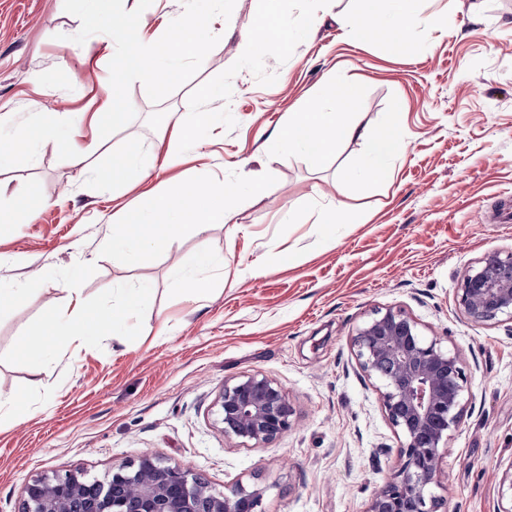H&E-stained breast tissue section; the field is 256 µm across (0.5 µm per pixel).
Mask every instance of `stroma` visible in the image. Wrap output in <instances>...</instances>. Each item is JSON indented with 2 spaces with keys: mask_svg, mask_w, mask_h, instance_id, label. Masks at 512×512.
I'll return each instance as SVG.
<instances>
[{
  "mask_svg": "<svg viewBox=\"0 0 512 512\" xmlns=\"http://www.w3.org/2000/svg\"><path fill=\"white\" fill-rule=\"evenodd\" d=\"M361 0H284L312 31L287 50L248 55L242 38L263 0H235L196 75L160 103L134 82V119L109 137L94 115L109 61L94 39L73 42L80 20L63 0H0V127L34 111L79 116L97 179L55 141L0 164V208L25 204L26 224L0 223V282L18 288L0 317V512H22L33 480L79 469L99 480L149 457L205 477L212 489L264 490L265 512H365L400 465V439L374 380L352 349L372 313L400 307L425 336L458 353L471 385L442 461L439 512H507L512 474V323L473 326L457 302L471 265L512 249V0H421L431 30H411L396 52L348 35L335 18ZM357 88L354 120L374 135L396 124L405 146L389 182L358 189L363 156L348 141L321 161L276 149L289 112L313 102L326 73ZM224 84V112L179 164L112 194V154L129 134L156 141L180 113L205 111L201 86ZM262 178L228 224L175 237L140 265L102 243L122 209L172 178L209 185ZM360 224L301 223L331 203ZM224 260L205 290L179 289L175 270L196 251ZM81 264L85 276L70 280ZM149 284L130 336L85 346L56 341L40 375L18 353L55 308L83 301L106 311L116 288ZM275 379L292 428L245 447L225 437L216 406L225 381Z\"/></svg>",
  "mask_w": 512,
  "mask_h": 512,
  "instance_id": "35a3bbf8",
  "label": "stroma"
}]
</instances>
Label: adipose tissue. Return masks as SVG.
Segmentation results:
<instances>
[{
    "label": "adipose tissue",
    "mask_w": 512,
    "mask_h": 512,
    "mask_svg": "<svg viewBox=\"0 0 512 512\" xmlns=\"http://www.w3.org/2000/svg\"><path fill=\"white\" fill-rule=\"evenodd\" d=\"M419 0H363L362 8L343 19L355 39L368 41L386 39L395 50H402L411 28L429 29L434 18L422 15ZM310 19H287L282 0H264V8L245 41L255 57H263L268 44L288 47L313 27ZM199 97L208 104L205 112H184L176 126L161 133L152 147H145L138 136H130L126 146L113 157L112 190L122 193L148 168L167 169L179 159L185 145L198 131L213 122L224 107V85L216 82L203 86ZM358 94L355 88L326 77L316 102L309 108L289 113L278 140L280 148L298 151L313 160L329 155L343 141L363 140L365 155L352 177L360 187L384 182L391 177L389 158L398 152L399 140L395 126L375 136L352 121ZM37 132L19 129L7 136L9 150L0 149V161L10 153L33 154L38 138L55 140L71 157H80L84 148L75 139L73 125L55 116L41 118ZM262 182L254 180L243 185L227 180L202 187L188 180L173 179L148 197L139 206L124 210L112 226V236L104 243L113 257L130 264L147 261L166 251L175 235L203 233L208 225L227 224L233 219V207L244 189L259 192ZM151 290L142 285L122 290L111 311L98 313L85 304L59 309L47 316L39 334L25 343L23 355L32 374H41L51 353L54 340L75 339L83 345L95 344L102 336L127 335L129 324L147 304Z\"/></svg>",
    "instance_id": "ef3b65f1"
}]
</instances>
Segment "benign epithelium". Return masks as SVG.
Returning a JSON list of instances; mask_svg holds the SVG:
<instances>
[{"instance_id":"7a95c632","label":"benign epithelium","mask_w":512,"mask_h":512,"mask_svg":"<svg viewBox=\"0 0 512 512\" xmlns=\"http://www.w3.org/2000/svg\"><path fill=\"white\" fill-rule=\"evenodd\" d=\"M457 302L474 325L512 323V250L485 254L463 277ZM361 371L378 383L384 413L400 438L402 464L366 512H438L441 462L469 391L457 354L424 336L401 308L377 310L352 338ZM217 405L224 435L242 446L270 443L291 428L293 408L264 375L224 382ZM263 489L216 493L200 475L149 457L89 482L67 471L33 481L23 512H263Z\"/></svg>"}]
</instances>
